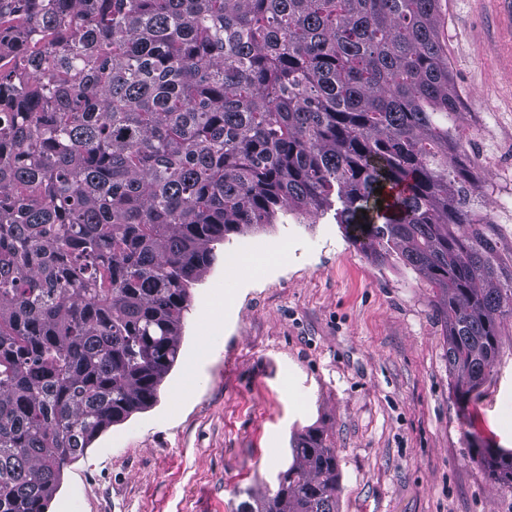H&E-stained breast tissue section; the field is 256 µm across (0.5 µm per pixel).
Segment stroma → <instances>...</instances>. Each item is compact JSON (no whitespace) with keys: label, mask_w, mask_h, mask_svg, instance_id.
Returning a JSON list of instances; mask_svg holds the SVG:
<instances>
[{"label":"stroma","mask_w":512,"mask_h":512,"mask_svg":"<svg viewBox=\"0 0 512 512\" xmlns=\"http://www.w3.org/2000/svg\"><path fill=\"white\" fill-rule=\"evenodd\" d=\"M461 96L459 148L499 224L512 154V0H440ZM180 353L149 409L103 432L63 473L48 512H236L276 490L294 438L340 456L339 512H512L473 460L512 450V320L477 396L459 403L432 291L348 241L334 212L229 234L189 286Z\"/></svg>","instance_id":"obj_1"}]
</instances>
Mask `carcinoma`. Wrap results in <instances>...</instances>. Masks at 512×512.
<instances>
[{
    "mask_svg": "<svg viewBox=\"0 0 512 512\" xmlns=\"http://www.w3.org/2000/svg\"><path fill=\"white\" fill-rule=\"evenodd\" d=\"M438 0H0V512L151 407L230 233L318 214L434 290L464 403L512 319V244L457 168ZM382 189L378 194L375 189ZM382 205H377V201ZM237 512H339L310 432ZM475 462L512 491V451Z\"/></svg>",
    "mask_w": 512,
    "mask_h": 512,
    "instance_id": "1",
    "label": "carcinoma"
}]
</instances>
